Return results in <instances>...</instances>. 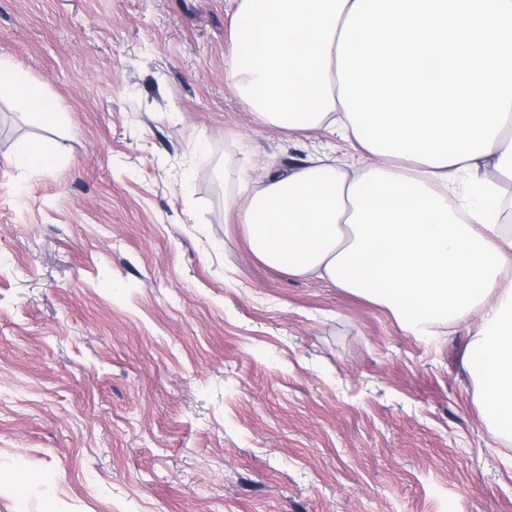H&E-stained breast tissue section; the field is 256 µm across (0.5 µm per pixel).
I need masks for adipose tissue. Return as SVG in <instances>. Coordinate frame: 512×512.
Instances as JSON below:
<instances>
[{
	"mask_svg": "<svg viewBox=\"0 0 512 512\" xmlns=\"http://www.w3.org/2000/svg\"><path fill=\"white\" fill-rule=\"evenodd\" d=\"M353 3L239 0L227 81L260 122L324 130L354 148L361 167L351 174L317 158L258 182L239 175L225 186L224 213L261 262L385 307L408 335L468 325L463 364L479 410L512 441V225L498 194L512 183V134L440 168L364 148L338 100L337 43ZM2 87L19 111L56 120L54 100L21 65L0 61ZM461 185L472 200L456 210L448 196Z\"/></svg>",
	"mask_w": 512,
	"mask_h": 512,
	"instance_id": "obj_1",
	"label": "adipose tissue"
}]
</instances>
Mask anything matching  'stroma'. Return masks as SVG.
Returning a JSON list of instances; mask_svg holds the SVG:
<instances>
[{"mask_svg":"<svg viewBox=\"0 0 512 512\" xmlns=\"http://www.w3.org/2000/svg\"><path fill=\"white\" fill-rule=\"evenodd\" d=\"M235 0H0V512H512V448L391 313L254 258L224 183L308 157L226 80ZM24 141L54 165L16 169ZM12 91L13 104L22 112H34L46 123H53L58 116L55 101L47 96L43 87L32 81L25 69L16 63L0 61V88Z\"/></svg>","mask_w":512,"mask_h":512,"instance_id":"stroma-1","label":"stroma"}]
</instances>
